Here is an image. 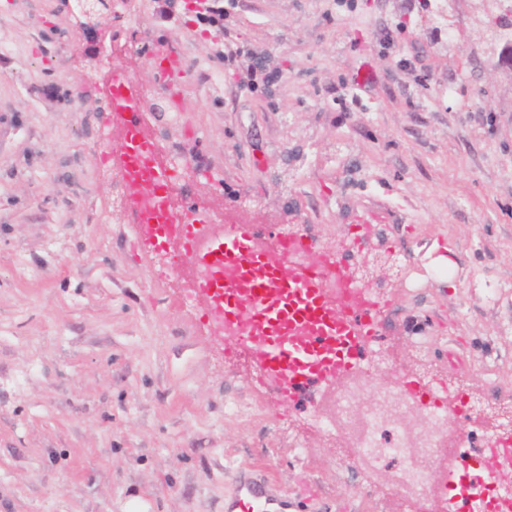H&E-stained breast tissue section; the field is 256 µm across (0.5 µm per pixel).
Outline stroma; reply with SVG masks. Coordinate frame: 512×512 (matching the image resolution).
Here are the masks:
<instances>
[{
  "mask_svg": "<svg viewBox=\"0 0 512 512\" xmlns=\"http://www.w3.org/2000/svg\"><path fill=\"white\" fill-rule=\"evenodd\" d=\"M199 2L112 0L94 30L68 0H0V512H224L243 465L311 484L300 512H442L350 458L356 414L279 405L254 356L212 345L191 279L112 205L105 79L127 72L213 223L337 244L382 209L354 266L393 304L355 394L447 377L453 353L478 399L512 386V0H217L216 22Z\"/></svg>",
  "mask_w": 512,
  "mask_h": 512,
  "instance_id": "stroma-1",
  "label": "stroma"
}]
</instances>
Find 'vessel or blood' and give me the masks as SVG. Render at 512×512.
Wrapping results in <instances>:
<instances>
[{
  "instance_id": "b4317fda",
  "label": "vessel or blood",
  "mask_w": 512,
  "mask_h": 512,
  "mask_svg": "<svg viewBox=\"0 0 512 512\" xmlns=\"http://www.w3.org/2000/svg\"><path fill=\"white\" fill-rule=\"evenodd\" d=\"M108 107L128 115L129 155L152 153L138 131L142 101L119 93ZM128 182L136 197L130 224L149 230L157 249L179 236L181 250L173 266L195 269V287L207 299L203 317L213 341H227L259 356L261 382L277 402L295 403L309 385L324 386L362 372L392 300L353 279L351 261L383 221L382 211L367 210L352 240L328 251L303 224L287 234L266 233L244 221L217 227L207 224L192 204L184 208L187 222L172 220L168 211L149 206L171 184L163 168L132 167ZM400 386L430 412L449 409L448 382L407 376ZM511 456L512 437H498L487 441L475 462L449 464L440 485L444 502H460L462 478L476 463L490 486L484 512H512V470L501 466L502 458ZM297 506L266 474L241 469L233 477L224 510L293 512Z\"/></svg>"
}]
</instances>
